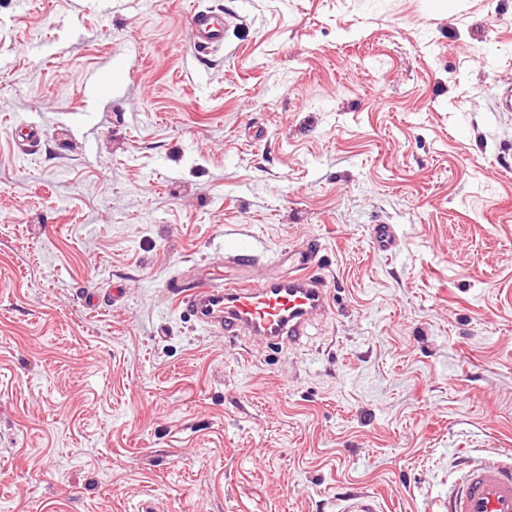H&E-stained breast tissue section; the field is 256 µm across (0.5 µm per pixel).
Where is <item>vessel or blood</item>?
<instances>
[{"instance_id":"1","label":"vessel or blood","mask_w":512,"mask_h":512,"mask_svg":"<svg viewBox=\"0 0 512 512\" xmlns=\"http://www.w3.org/2000/svg\"><path fill=\"white\" fill-rule=\"evenodd\" d=\"M223 15L197 9L190 20L195 49L201 53L224 45ZM320 247L309 241L289 254L288 275L253 278L241 274L195 288L175 285L174 293L205 326L228 336L249 335L267 342L295 341L312 317L329 308L324 280L312 265ZM448 512H512V466L489 459L471 462L448 487Z\"/></svg>"}]
</instances>
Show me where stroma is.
<instances>
[{
  "label": "stroma",
  "mask_w": 512,
  "mask_h": 512,
  "mask_svg": "<svg viewBox=\"0 0 512 512\" xmlns=\"http://www.w3.org/2000/svg\"><path fill=\"white\" fill-rule=\"evenodd\" d=\"M507 83L512 0H0V512H443L512 463ZM311 238L295 343L168 289ZM228 20L210 10L195 9L190 20L194 48L199 53H211L224 46V28Z\"/></svg>",
  "instance_id": "stroma-1"
}]
</instances>
